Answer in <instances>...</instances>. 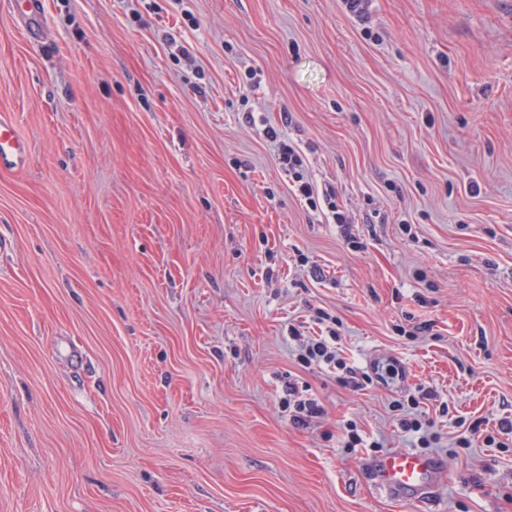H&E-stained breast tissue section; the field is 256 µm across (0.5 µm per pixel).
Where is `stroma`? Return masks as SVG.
I'll return each mask as SVG.
<instances>
[{
    "instance_id": "35a3bbf8",
    "label": "stroma",
    "mask_w": 512,
    "mask_h": 512,
    "mask_svg": "<svg viewBox=\"0 0 512 512\" xmlns=\"http://www.w3.org/2000/svg\"><path fill=\"white\" fill-rule=\"evenodd\" d=\"M1 117L0 512H512V447H453L512 419V0H0ZM318 309L404 377L304 367ZM405 414L423 506L338 441L408 448ZM28 142L22 138L10 121L0 120V167L23 166L28 157ZM277 156L279 163L293 177H299V168L303 166V159L296 147L288 140L280 139L277 146ZM288 399H285L289 409L290 420L298 426L309 425L313 418L321 414L316 402L310 399H300L298 388L295 384L288 383ZM431 422H428L426 426L418 418L413 419H401L400 427L405 435L412 438V442L416 446L415 448H432V445L436 443L437 436L429 430Z\"/></svg>"
}]
</instances>
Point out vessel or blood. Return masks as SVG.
I'll return each mask as SVG.
<instances>
[{
  "label": "vessel or blood",
  "instance_id": "1",
  "mask_svg": "<svg viewBox=\"0 0 512 512\" xmlns=\"http://www.w3.org/2000/svg\"><path fill=\"white\" fill-rule=\"evenodd\" d=\"M28 143L12 122L0 120V167L23 166ZM379 490L394 499L419 503L443 476L440 461L413 450L391 451L368 465Z\"/></svg>",
  "mask_w": 512,
  "mask_h": 512
}]
</instances>
